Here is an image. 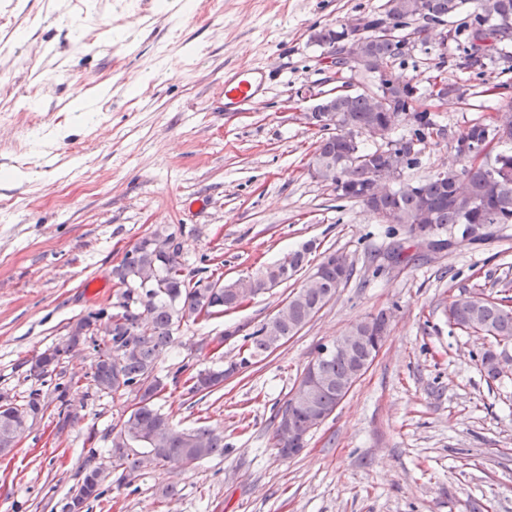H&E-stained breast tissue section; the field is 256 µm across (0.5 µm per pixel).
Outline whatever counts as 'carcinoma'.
Returning a JSON list of instances; mask_svg holds the SVG:
<instances>
[{
	"label": "carcinoma",
	"instance_id": "obj_1",
	"mask_svg": "<svg viewBox=\"0 0 512 512\" xmlns=\"http://www.w3.org/2000/svg\"><path fill=\"white\" fill-rule=\"evenodd\" d=\"M427 13L414 15L410 5L417 0H386L384 14L370 11L359 39L363 40L366 53L373 57L376 66L385 71H394L401 59L399 43L380 37L376 30L385 22L395 26L415 25V30L428 40L429 31L446 19L460 13L465 6L472 12L470 23L458 30L456 39L461 43L465 59L475 64L482 58L506 48L504 41L512 37V0H424ZM407 101L398 96H378L365 88H357L349 94L336 96L338 121L331 132L321 138L316 146L314 158L327 165L336 166V179H344L352 196L341 194L363 204H373L388 215L390 224L406 229L410 238L425 230L437 235L448 231V225L461 226V238L475 242L493 236L491 232L478 233L480 227L497 228L501 223L512 224V153L499 152L504 167L495 177L484 170L473 158H463L460 167L448 170L445 177L433 175L420 182L401 179L397 188L371 200L367 192L377 179V173L389 164L391 153L379 147L363 149L353 141V136L362 131L370 132L378 126L392 124L398 128L403 124L400 111ZM424 113H415L416 123L411 125V135L391 141L394 148L402 150L412 141L424 142L431 136L434 120H423ZM501 118L512 125V99L500 104L494 113L484 120H477L457 133L451 141L475 139L482 141L489 133V141H512V134L503 138L494 133L493 126ZM138 254L126 268H119L116 275L124 280L131 278L149 282L148 288H127L122 300L113 304L109 320L110 334L90 329L91 319L96 313L89 312L77 320L76 327L68 332L66 342L40 354L44 363L43 375L57 371L62 356L76 342H91L95 353L90 376L91 393L94 398L135 394L139 408L120 422V429L110 428L112 436V467L122 472L141 471L144 455L158 448L166 452L158 455L157 465L176 463L184 448H194L200 459L224 453V437L207 426L192 429H177L170 416L157 406L156 400L166 389V384L156 374L157 360L171 350L177 340L181 326L198 320L203 313L204 301L198 282L184 274L180 261L181 248L167 254L150 245L145 236L135 245ZM309 248L288 253V266L275 263L260 269L255 278L258 290H263L264 279L284 282L290 279L307 263ZM328 265L322 267L319 286L299 290L288 298V304L280 310L278 320L262 323L247 334L244 356L227 368L200 371L184 381L188 393L208 395L218 388L224 378L248 367L252 361L273 352L279 346L276 339L283 340L296 335L335 295L337 288L348 281L352 274L346 257L334 253L327 257ZM448 322L460 330H473L485 338L512 342V313L503 305L489 299L482 292L462 291L454 296L446 308ZM378 354L372 343L359 345L349 358L331 355L318 360V369L324 385L311 396L315 409L334 412L338 405V387L346 382L355 370V364L371 366ZM504 351L483 348L477 362L486 376L498 378L499 357ZM71 384L58 383L56 404L57 416L67 424L73 419L68 394ZM50 403L33 391L19 403L8 399L0 402V452L5 453L12 443L1 437L12 423L34 420L36 414L44 413ZM96 452L90 451L81 468L75 494L97 501L105 489L97 487L94 475L99 465L95 464Z\"/></svg>",
	"mask_w": 512,
	"mask_h": 512
}]
</instances>
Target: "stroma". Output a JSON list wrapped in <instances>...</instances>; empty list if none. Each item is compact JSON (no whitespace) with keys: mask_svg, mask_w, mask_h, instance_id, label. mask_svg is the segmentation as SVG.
<instances>
[{"mask_svg":"<svg viewBox=\"0 0 512 512\" xmlns=\"http://www.w3.org/2000/svg\"><path fill=\"white\" fill-rule=\"evenodd\" d=\"M384 2L0 0V393L51 401L66 377L76 416L63 425L46 411L0 453V512H62L89 449L106 455L107 428L134 408L131 394L85 398L91 345L64 357L60 377L30 376L27 363L115 302V267L158 229L182 242L186 273L216 268L227 282L314 248L287 282L182 327L158 362L169 382L158 405L178 428L223 435V455L123 485L109 478L86 512H512V377L487 378L482 338L445 314L463 289L512 296V224L419 260L404 229L387 234L366 206L309 173L322 133L299 113L320 87L325 52L313 35ZM467 20L450 18L395 64L420 92L435 75L463 92L435 103L437 132L407 179L457 166L452 134L512 95V43L469 66L447 39ZM240 65L264 67L270 83L228 112L224 72ZM396 244L411 262L390 259ZM332 252L353 274L295 336L205 398L171 385L179 368L238 361L243 340L225 329L252 332ZM97 277L107 293L88 292ZM381 311L389 334L372 366L304 452L282 457L273 416L318 345Z\"/></svg>","mask_w":512,"mask_h":512,"instance_id":"obj_1","label":"stroma"}]
</instances>
